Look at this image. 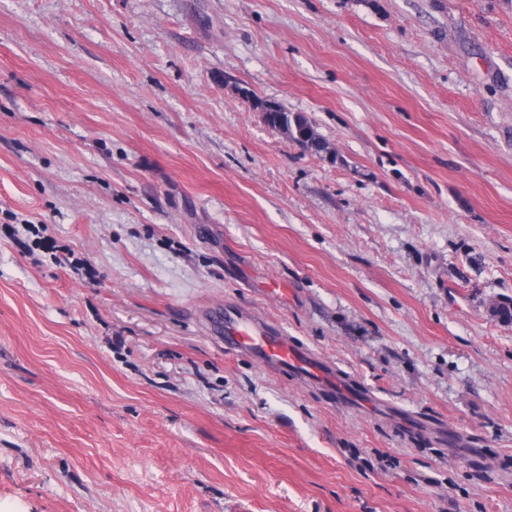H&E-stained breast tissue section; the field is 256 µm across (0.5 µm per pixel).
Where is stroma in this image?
I'll return each instance as SVG.
<instances>
[{"label":"stroma","mask_w":512,"mask_h":512,"mask_svg":"<svg viewBox=\"0 0 512 512\" xmlns=\"http://www.w3.org/2000/svg\"><path fill=\"white\" fill-rule=\"evenodd\" d=\"M508 299L512 0H0V512H512ZM258 105L261 108L266 105L274 106L276 112H270L272 124L286 131L292 141L317 152L326 150V146L318 136L311 120L304 113L287 112L276 103L258 102ZM222 331L224 346L228 349L244 353L268 367L291 370L328 388L339 401H348L359 408L379 407L386 415L396 414V410L386 408L366 388L341 378L315 354L295 346L282 327L263 320L254 312L225 309Z\"/></svg>","instance_id":"stroma-1"}]
</instances>
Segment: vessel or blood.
Segmentation results:
<instances>
[{"mask_svg": "<svg viewBox=\"0 0 512 512\" xmlns=\"http://www.w3.org/2000/svg\"><path fill=\"white\" fill-rule=\"evenodd\" d=\"M222 331L226 348L244 353L268 367L293 371L328 388L337 400L361 408L379 404L366 388L341 378L315 354L295 346L282 327L263 320L255 313L225 310Z\"/></svg>", "mask_w": 512, "mask_h": 512, "instance_id": "obj_1", "label": "vessel or blood"}]
</instances>
